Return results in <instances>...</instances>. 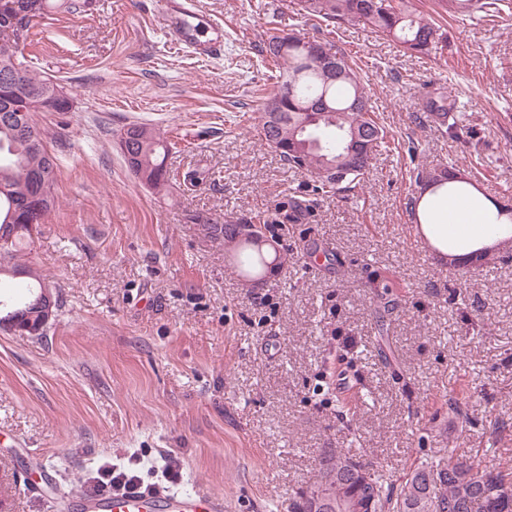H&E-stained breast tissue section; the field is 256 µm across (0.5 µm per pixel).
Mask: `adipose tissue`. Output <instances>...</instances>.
Listing matches in <instances>:
<instances>
[{
  "instance_id": "ef3b65f1",
  "label": "adipose tissue",
  "mask_w": 512,
  "mask_h": 512,
  "mask_svg": "<svg viewBox=\"0 0 512 512\" xmlns=\"http://www.w3.org/2000/svg\"><path fill=\"white\" fill-rule=\"evenodd\" d=\"M416 230L440 261L466 264L482 252L512 240V214L468 184L458 191L429 185L417 196Z\"/></svg>"
}]
</instances>
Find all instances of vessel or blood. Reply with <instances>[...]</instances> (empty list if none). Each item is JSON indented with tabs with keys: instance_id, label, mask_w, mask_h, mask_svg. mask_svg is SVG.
<instances>
[{
	"instance_id": "obj_1",
	"label": "vessel or blood",
	"mask_w": 512,
	"mask_h": 512,
	"mask_svg": "<svg viewBox=\"0 0 512 512\" xmlns=\"http://www.w3.org/2000/svg\"><path fill=\"white\" fill-rule=\"evenodd\" d=\"M163 15L178 37L180 44L209 54L219 52L224 46V25L211 21V38H204L197 28L196 0H185L176 5L168 0ZM78 512H224V499L221 496L200 491L172 492L157 495L140 490L121 493H102L93 497L78 499Z\"/></svg>"
}]
</instances>
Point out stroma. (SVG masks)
Returning <instances> with one entry per match:
<instances>
[{
  "label": "stroma",
  "mask_w": 512,
  "mask_h": 512,
  "mask_svg": "<svg viewBox=\"0 0 512 512\" xmlns=\"http://www.w3.org/2000/svg\"><path fill=\"white\" fill-rule=\"evenodd\" d=\"M200 2L224 22L214 57L173 40L158 0H89L39 19L22 50L74 109L34 116L58 157V203L21 260L59 307L45 335L0 331V512H73L114 465L147 490L223 496L224 512H290L326 452L396 484L451 452L512 465V246L449 267L407 207L423 165L512 206V14L451 18L443 0H412L447 36L427 58L298 0ZM274 33L361 68L386 138L355 192L313 195L259 140ZM440 91L448 127L423 109ZM132 124L173 144L163 189L124 161ZM227 219L262 224L277 252L258 287L236 245L206 234ZM317 246L327 258L313 266ZM39 461L62 498L25 492ZM168 463L180 482L161 477Z\"/></svg>",
  "instance_id": "35a3bbf8"
}]
</instances>
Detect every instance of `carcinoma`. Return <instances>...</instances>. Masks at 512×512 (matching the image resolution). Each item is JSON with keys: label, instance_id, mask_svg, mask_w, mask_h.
Listing matches in <instances>:
<instances>
[{"label": "carcinoma", "instance_id": "1", "mask_svg": "<svg viewBox=\"0 0 512 512\" xmlns=\"http://www.w3.org/2000/svg\"><path fill=\"white\" fill-rule=\"evenodd\" d=\"M38 8L18 20L21 28L0 16V53L18 50L29 37L36 20L49 12L73 13L81 8L77 0H34ZM302 11L337 27L362 21L389 38L404 50L430 55L444 41V32L430 17L417 12L409 0H300ZM448 13L471 16L482 12L496 17L512 9L509 0H448ZM267 52L275 66V90L266 100L263 111L279 110L280 127L260 123L258 135L274 149L290 167L308 172L316 189L338 194L352 192L361 184L370 162L360 172L321 176V170L340 162L353 147L352 134L366 132L376 143L384 138V129L375 117V106L366 94L362 77L344 55L334 52L344 75L327 81L323 72L310 60L306 42L295 36L270 37ZM25 82L48 89L52 80L34 67L24 65ZM322 107V120L315 130L320 145L306 149L294 147L291 137L293 122L299 113L313 106ZM167 140L158 132L135 148L136 160H126L136 175L148 173L150 187L160 189L168 182ZM47 166V190L50 205L44 209L41 223H46L56 206L58 180L57 157L43 160L29 155L25 143L16 137L14 125L0 122V228L15 229L13 240L0 246V268L15 264L23 245L31 241L27 221L11 219L14 195L32 185L33 167ZM451 170L427 167L417 169L418 185L452 180ZM211 238L233 242L239 249L236 263L240 273L250 279L264 276L270 269L263 251L238 240L237 223L227 220L210 224ZM317 491L301 492L292 502L291 512H512V469L501 467L475 470L467 460L448 452V457L427 462L415 468L404 483L397 486L380 471L357 461L348 453L321 457Z\"/></svg>", "mask_w": 512, "mask_h": 512}]
</instances>
